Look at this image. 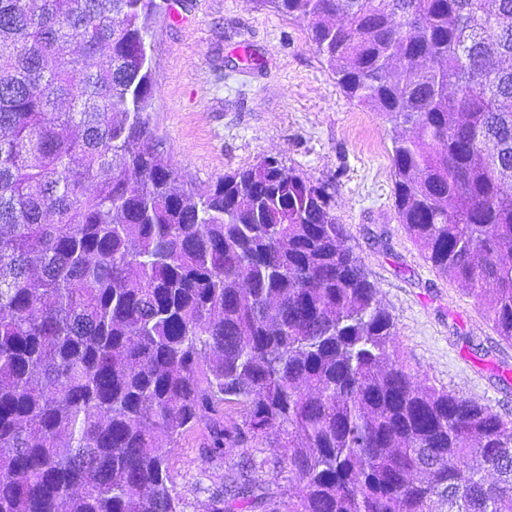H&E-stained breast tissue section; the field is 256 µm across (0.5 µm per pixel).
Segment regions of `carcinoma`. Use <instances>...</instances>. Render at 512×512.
Here are the masks:
<instances>
[{
	"label": "carcinoma",
	"instance_id": "carcinoma-1",
	"mask_svg": "<svg viewBox=\"0 0 512 512\" xmlns=\"http://www.w3.org/2000/svg\"><path fill=\"white\" fill-rule=\"evenodd\" d=\"M261 2L392 123L400 223L511 344L512 0ZM163 11L0 0V512H181L204 419L295 477L243 467L211 512H512V420L417 382L325 188L267 156L199 194L165 158Z\"/></svg>",
	"mask_w": 512,
	"mask_h": 512
}]
</instances>
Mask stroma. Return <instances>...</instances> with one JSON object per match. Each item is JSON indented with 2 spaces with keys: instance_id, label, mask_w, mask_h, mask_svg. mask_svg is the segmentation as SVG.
<instances>
[{
  "instance_id": "1",
  "label": "stroma",
  "mask_w": 512,
  "mask_h": 512,
  "mask_svg": "<svg viewBox=\"0 0 512 512\" xmlns=\"http://www.w3.org/2000/svg\"><path fill=\"white\" fill-rule=\"evenodd\" d=\"M181 23L155 28L157 85L148 119L192 186L272 156L326 186L344 244L361 260L396 324L404 363L428 383L512 416V345L500 341L465 287L436 273L394 206L391 124L350 100L309 40L306 20L257 0H182ZM201 421L171 448L167 466L181 512H207L225 474L251 477L280 499L291 487L282 451L209 450Z\"/></svg>"
}]
</instances>
